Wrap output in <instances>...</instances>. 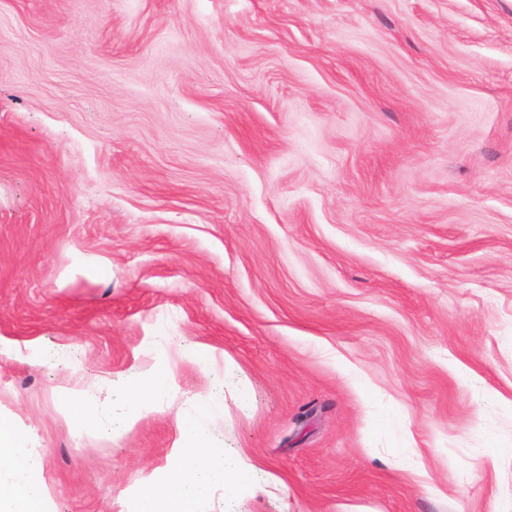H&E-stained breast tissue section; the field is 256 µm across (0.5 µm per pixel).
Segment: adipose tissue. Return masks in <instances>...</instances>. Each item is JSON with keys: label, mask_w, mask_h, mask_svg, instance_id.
I'll return each instance as SVG.
<instances>
[{"label": "adipose tissue", "mask_w": 512, "mask_h": 512, "mask_svg": "<svg viewBox=\"0 0 512 512\" xmlns=\"http://www.w3.org/2000/svg\"><path fill=\"white\" fill-rule=\"evenodd\" d=\"M171 391L169 369L157 367L143 373L133 391L128 427H135L141 415L155 410ZM223 406V399L217 397L200 399L193 406L180 427L169 478L140 492L138 512H196L215 487L236 482L244 461H227L223 449L193 438L203 431L206 418ZM43 470L42 458L29 450L25 435L11 419L0 416V512H48Z\"/></svg>", "instance_id": "1"}]
</instances>
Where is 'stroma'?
Returning a JSON list of instances; mask_svg holds the SVG:
<instances>
[{
  "instance_id": "stroma-1",
  "label": "stroma",
  "mask_w": 512,
  "mask_h": 512,
  "mask_svg": "<svg viewBox=\"0 0 512 512\" xmlns=\"http://www.w3.org/2000/svg\"><path fill=\"white\" fill-rule=\"evenodd\" d=\"M219 394L254 470L199 512H512V0H0V414L50 512H138ZM171 392L169 369L157 367L143 373L139 384L133 390V414L127 420V429L134 428L142 413L155 410L160 399ZM61 399L67 410H72L74 415L91 429L95 428L96 416L93 409L80 403V392L73 388L64 389Z\"/></svg>"
}]
</instances>
